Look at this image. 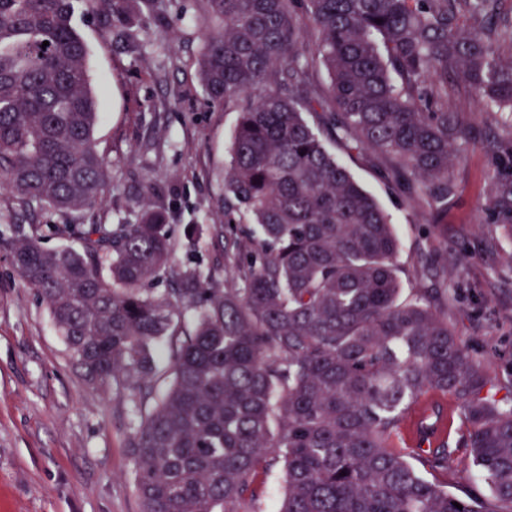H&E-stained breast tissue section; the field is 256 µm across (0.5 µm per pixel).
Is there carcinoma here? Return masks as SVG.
Listing matches in <instances>:
<instances>
[{
    "mask_svg": "<svg viewBox=\"0 0 512 512\" xmlns=\"http://www.w3.org/2000/svg\"><path fill=\"white\" fill-rule=\"evenodd\" d=\"M79 2L129 32L155 0H0V221L88 217L47 225L77 247L19 224L8 247L91 381L133 374L141 392L157 346L173 351L166 394L131 419L142 512H240L277 470L276 512H512V404L482 395L437 303L402 296L390 217L327 146L370 155L440 223L461 146L480 137L448 110V83L512 117V14L499 0H199L201 87L238 113L221 282L201 261L174 266L160 185L135 221L97 218L111 180ZM489 152L484 220L512 238V120ZM167 273L177 288L156 292ZM430 393L466 413L491 497L448 491L447 444L395 447Z\"/></svg>",
    "mask_w": 512,
    "mask_h": 512,
    "instance_id": "cac0c4a2",
    "label": "carcinoma"
}]
</instances>
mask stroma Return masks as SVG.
I'll return each instance as SVG.
<instances>
[{
	"label": "stroma",
	"instance_id": "1",
	"mask_svg": "<svg viewBox=\"0 0 512 512\" xmlns=\"http://www.w3.org/2000/svg\"><path fill=\"white\" fill-rule=\"evenodd\" d=\"M165 3V20L143 15L131 39L100 15L75 13L99 96L95 139L110 164L112 189L97 211L107 220L134 218L143 183H160L168 191L176 264L196 257L213 264L221 241L193 255L183 246L184 230L192 222L213 231L224 225V167L236 115L210 103L199 82L198 0ZM448 108L490 136L504 121L453 87ZM342 161L392 217L405 293L443 290L448 323L486 367L490 394L512 401V244L484 221L490 164L484 145L465 147L443 224L415 211L365 157ZM461 255L466 264H458ZM171 359L168 347L157 349L155 376L135 398L124 387L89 381L46 305L0 246V512H140L128 452L131 409L137 403L150 410L165 393ZM446 405L449 489L460 496L486 492L473 479L464 416L454 399Z\"/></svg>",
	"mask_w": 512,
	"mask_h": 512
}]
</instances>
